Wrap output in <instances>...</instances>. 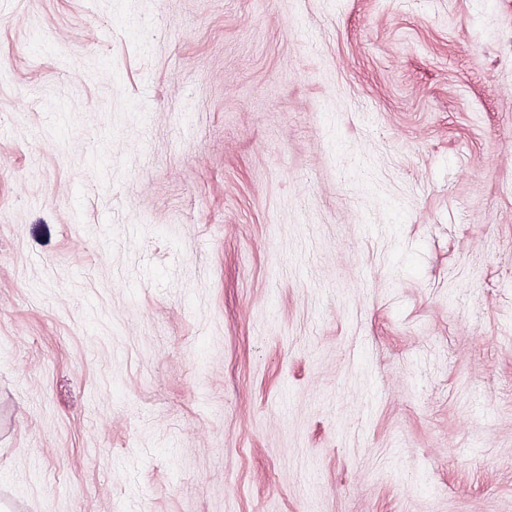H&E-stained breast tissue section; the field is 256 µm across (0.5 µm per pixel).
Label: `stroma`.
I'll use <instances>...</instances> for the list:
<instances>
[{
    "mask_svg": "<svg viewBox=\"0 0 512 512\" xmlns=\"http://www.w3.org/2000/svg\"><path fill=\"white\" fill-rule=\"evenodd\" d=\"M0 512H512V0H0Z\"/></svg>",
    "mask_w": 512,
    "mask_h": 512,
    "instance_id": "obj_1",
    "label": "stroma"
}]
</instances>
